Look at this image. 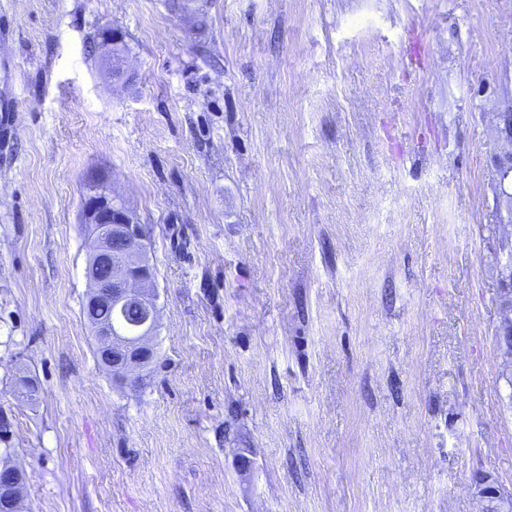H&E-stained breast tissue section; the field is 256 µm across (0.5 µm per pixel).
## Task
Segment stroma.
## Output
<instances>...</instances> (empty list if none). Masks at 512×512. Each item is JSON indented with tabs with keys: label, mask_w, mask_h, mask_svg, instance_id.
Listing matches in <instances>:
<instances>
[{
	"label": "stroma",
	"mask_w": 512,
	"mask_h": 512,
	"mask_svg": "<svg viewBox=\"0 0 512 512\" xmlns=\"http://www.w3.org/2000/svg\"><path fill=\"white\" fill-rule=\"evenodd\" d=\"M190 8L0 0V448L23 512H481L475 473L512 489V0ZM104 28L127 82L85 52ZM98 172L149 231L161 327L135 391L82 315ZM107 32H111V33H118L120 34V39H118L116 41V43L113 45L112 44V37L109 35V34H106L105 36V40L101 42V40L103 39L104 37V34L107 33ZM99 39L100 41L98 42V51L103 54L104 56H111V46H112V57L115 56V57H125V55L129 52V45L127 43V41L125 40V36L122 32L118 31V29H106V30H102L99 34ZM495 175L499 195L511 203L512 201V151H504L496 156ZM500 292L497 297L501 318L496 327L497 348L505 370H512V261L511 257L501 270Z\"/></svg>",
	"instance_id": "35a3bbf8"
}]
</instances>
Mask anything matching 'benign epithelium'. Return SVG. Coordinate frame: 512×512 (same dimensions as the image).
Segmentation results:
<instances>
[{"mask_svg":"<svg viewBox=\"0 0 512 512\" xmlns=\"http://www.w3.org/2000/svg\"><path fill=\"white\" fill-rule=\"evenodd\" d=\"M498 141L512 146V112L496 114ZM495 175L499 195L512 201V151L495 158ZM93 188L81 203V223L91 229L90 257L85 268L88 292L84 317L97 341V359L112 374V381L135 389L143 381L142 371L156 360L153 338L159 316L154 288V270L144 254L148 236L146 225L140 223L126 198L109 178L95 176ZM497 297L501 318L496 327L497 348L504 370H512V261L501 270ZM130 305L146 309L144 318L122 333L116 319ZM109 307L113 318L98 315L100 307ZM25 472L17 465L0 468V512H22V490ZM474 495L482 503V512H512V490L503 488L487 473L471 482Z\"/></svg>","mask_w":512,"mask_h":512,"instance_id":"7a95c632","label":"benign epithelium"}]
</instances>
